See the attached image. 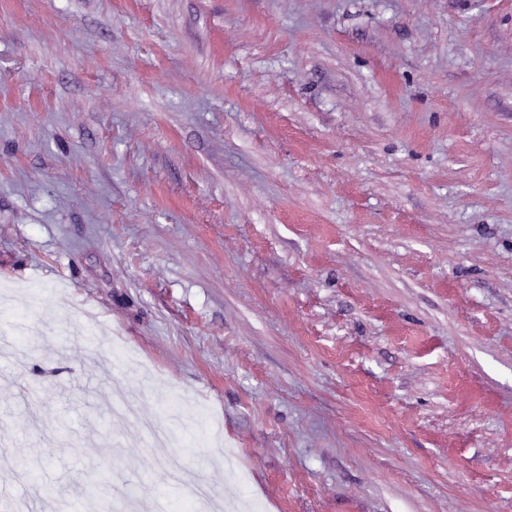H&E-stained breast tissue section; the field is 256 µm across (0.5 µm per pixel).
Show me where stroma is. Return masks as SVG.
Returning a JSON list of instances; mask_svg holds the SVG:
<instances>
[{"label":"stroma","mask_w":512,"mask_h":512,"mask_svg":"<svg viewBox=\"0 0 512 512\" xmlns=\"http://www.w3.org/2000/svg\"><path fill=\"white\" fill-rule=\"evenodd\" d=\"M0 512H512V0H0Z\"/></svg>","instance_id":"35a3bbf8"}]
</instances>
